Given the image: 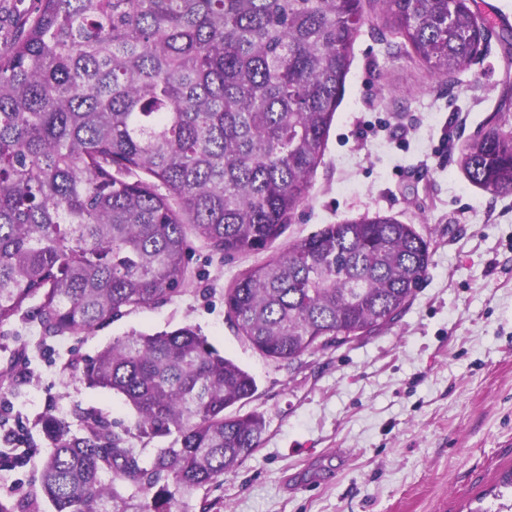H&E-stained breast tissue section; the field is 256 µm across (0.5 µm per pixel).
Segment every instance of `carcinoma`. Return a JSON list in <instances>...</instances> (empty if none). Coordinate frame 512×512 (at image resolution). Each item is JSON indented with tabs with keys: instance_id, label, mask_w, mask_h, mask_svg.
Returning <instances> with one entry per match:
<instances>
[{
	"instance_id": "cac0c4a2",
	"label": "carcinoma",
	"mask_w": 512,
	"mask_h": 512,
	"mask_svg": "<svg viewBox=\"0 0 512 512\" xmlns=\"http://www.w3.org/2000/svg\"><path fill=\"white\" fill-rule=\"evenodd\" d=\"M363 2L38 0L0 48V324L35 321L47 341L166 304L185 292L190 232L226 259L270 248L309 199ZM376 2L439 76L480 52L471 0ZM458 165L512 193V132L491 118ZM430 261L391 215L325 224L224 290L227 320L293 363L394 324ZM76 369L125 398L138 437L174 440L146 462L94 411L78 433L46 415L53 512H183L262 443V415L229 412L255 377L191 326L117 338ZM0 512L38 507L7 496Z\"/></svg>"
}]
</instances>
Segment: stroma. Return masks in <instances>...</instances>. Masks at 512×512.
Here are the masks:
<instances>
[{"instance_id":"stroma-1","label":"stroma","mask_w":512,"mask_h":512,"mask_svg":"<svg viewBox=\"0 0 512 512\" xmlns=\"http://www.w3.org/2000/svg\"><path fill=\"white\" fill-rule=\"evenodd\" d=\"M488 33L472 66L434 76L378 36V6L351 53L307 203L270 251L226 260L192 239L184 294L124 314L88 336L43 341L18 318L0 325V369L23 359V379L0 386V419L22 423V457L0 442V495L37 497L51 444L42 417L78 432L77 410L115 428L136 415L112 391L89 387L73 364L114 338L190 325L253 373L255 397L237 413L266 421L262 445L186 512H507L512 490L491 494L512 467V193L472 185L459 149L506 115L512 132V72L505 67L512 0H473ZM383 213L415 225L434 248L428 274L389 328L293 364L264 358L237 336L224 290L246 270L326 224Z\"/></svg>"}]
</instances>
